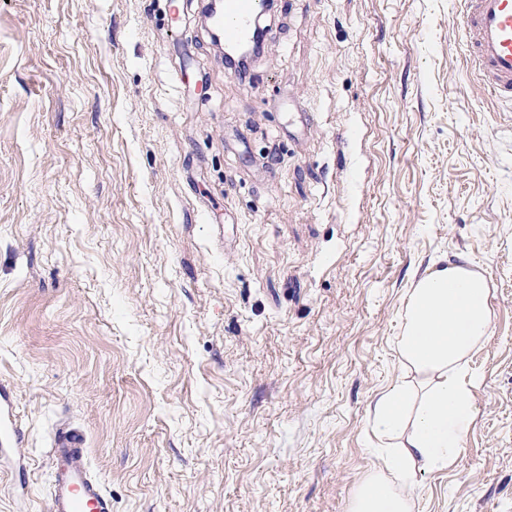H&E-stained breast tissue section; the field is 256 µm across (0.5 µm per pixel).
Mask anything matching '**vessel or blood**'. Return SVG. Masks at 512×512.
Returning a JSON list of instances; mask_svg holds the SVG:
<instances>
[{
    "instance_id": "vessel-or-blood-1",
    "label": "vessel or blood",
    "mask_w": 512,
    "mask_h": 512,
    "mask_svg": "<svg viewBox=\"0 0 512 512\" xmlns=\"http://www.w3.org/2000/svg\"><path fill=\"white\" fill-rule=\"evenodd\" d=\"M266 12V0H224V10L214 22L224 34L225 46L249 42L256 20ZM461 22L470 56L488 91L512 102V0H462ZM18 441L13 413L0 405V458L10 457ZM50 496L52 512H112V500L92 478L76 433L55 440Z\"/></svg>"
}]
</instances>
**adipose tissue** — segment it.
Returning a JSON list of instances; mask_svg holds the SVG:
<instances>
[{"instance_id":"ef3b65f1","label":"adipose tissue","mask_w":512,"mask_h":512,"mask_svg":"<svg viewBox=\"0 0 512 512\" xmlns=\"http://www.w3.org/2000/svg\"><path fill=\"white\" fill-rule=\"evenodd\" d=\"M491 313L487 280L468 260H440L414 283L396 339L406 377L374 409L380 465L349 512H412L417 474L459 462L476 412L470 355L489 338Z\"/></svg>"}]
</instances>
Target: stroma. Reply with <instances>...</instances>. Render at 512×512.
Masks as SVG:
<instances>
[{"label": "stroma", "instance_id": "35a3bbf8", "mask_svg": "<svg viewBox=\"0 0 512 512\" xmlns=\"http://www.w3.org/2000/svg\"><path fill=\"white\" fill-rule=\"evenodd\" d=\"M204 6L0 0V512H51L62 428L112 512H347L408 292L455 256L492 333L414 512H512V106L461 0H276L246 78ZM13 417L10 407L2 406L0 401V458L8 459L19 441Z\"/></svg>", "mask_w": 512, "mask_h": 512}]
</instances>
